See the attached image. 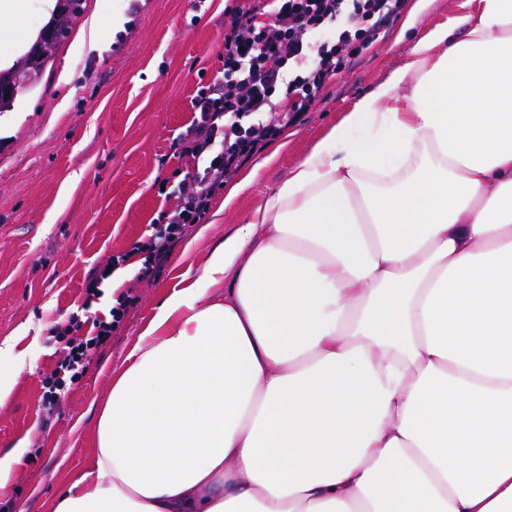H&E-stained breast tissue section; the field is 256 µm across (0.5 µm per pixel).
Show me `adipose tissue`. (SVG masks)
I'll return each mask as SVG.
<instances>
[{"label":"adipose tissue","mask_w":512,"mask_h":512,"mask_svg":"<svg viewBox=\"0 0 512 512\" xmlns=\"http://www.w3.org/2000/svg\"><path fill=\"white\" fill-rule=\"evenodd\" d=\"M460 8L186 270L50 512H512V0Z\"/></svg>","instance_id":"1"}]
</instances>
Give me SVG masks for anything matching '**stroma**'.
<instances>
[{
  "label": "stroma",
  "mask_w": 512,
  "mask_h": 512,
  "mask_svg": "<svg viewBox=\"0 0 512 512\" xmlns=\"http://www.w3.org/2000/svg\"><path fill=\"white\" fill-rule=\"evenodd\" d=\"M226 0H84V11L38 82L0 114V342L12 340L30 365L0 403V458L19 450L0 502L11 512H46L60 478L82 471L98 410L112 374L135 345L187 264H202L212 248L274 190L344 112L405 59L395 21L384 40L355 60L325 99L249 162L258 175L230 207L216 194L206 235L189 225L164 273L154 282L126 277L131 294L112 340L75 384L62 391L43 425L45 378L63 357L55 328L70 316L108 314L111 285L84 304L89 274L112 257L136 264L135 248L155 223L167 192L192 160L170 146L190 118L191 100L222 68ZM48 21L31 8L0 25V55L17 62L21 37L36 40ZM99 22L98 38L90 25Z\"/></svg>",
  "instance_id": "1"
}]
</instances>
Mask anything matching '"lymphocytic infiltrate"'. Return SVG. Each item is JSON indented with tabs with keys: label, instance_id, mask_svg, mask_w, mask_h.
Listing matches in <instances>:
<instances>
[{
	"label": "lymphocytic infiltrate",
	"instance_id": "1",
	"mask_svg": "<svg viewBox=\"0 0 512 512\" xmlns=\"http://www.w3.org/2000/svg\"><path fill=\"white\" fill-rule=\"evenodd\" d=\"M404 0H238L224 9V67L191 101L172 154L194 166L166 199L141 249L137 282L156 280L186 225L205 220L213 197L281 129L321 101L330 83L380 42ZM124 315L114 307L74 323L66 354L47 379L42 407L53 416L59 391L77 381Z\"/></svg>",
	"mask_w": 512,
	"mask_h": 512
}]
</instances>
